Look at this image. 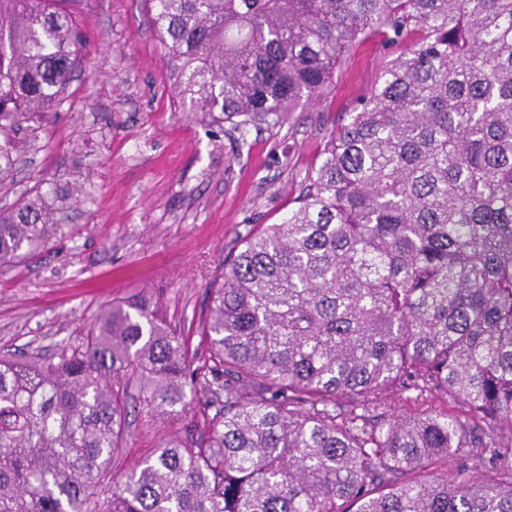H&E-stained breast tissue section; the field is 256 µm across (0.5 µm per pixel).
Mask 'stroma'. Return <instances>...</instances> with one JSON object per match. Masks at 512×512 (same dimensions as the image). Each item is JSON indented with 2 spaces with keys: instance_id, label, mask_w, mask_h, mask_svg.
Returning a JSON list of instances; mask_svg holds the SVG:
<instances>
[{
  "instance_id": "obj_1",
  "label": "stroma",
  "mask_w": 512,
  "mask_h": 512,
  "mask_svg": "<svg viewBox=\"0 0 512 512\" xmlns=\"http://www.w3.org/2000/svg\"><path fill=\"white\" fill-rule=\"evenodd\" d=\"M65 8L86 35L83 66L57 111L22 132L20 161L0 187V209L39 201L57 221L39 249L0 264V353L53 355L102 308L140 291L196 335L225 258L293 208L331 132L396 49L376 36L354 46L329 94L242 136L185 119L148 0H67ZM191 420L186 412L148 427L131 407L114 474Z\"/></svg>"
}]
</instances>
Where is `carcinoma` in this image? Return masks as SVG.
<instances>
[{
  "label": "carcinoma",
  "mask_w": 512,
  "mask_h": 512,
  "mask_svg": "<svg viewBox=\"0 0 512 512\" xmlns=\"http://www.w3.org/2000/svg\"><path fill=\"white\" fill-rule=\"evenodd\" d=\"M63 2L0 0V184L82 61ZM152 3L185 117L242 135L372 35L420 38L224 259L204 364L145 293L53 357L0 356V512H512V0ZM52 223L0 211V262ZM131 388L151 421L205 400L114 479Z\"/></svg>",
  "instance_id": "1"
}]
</instances>
